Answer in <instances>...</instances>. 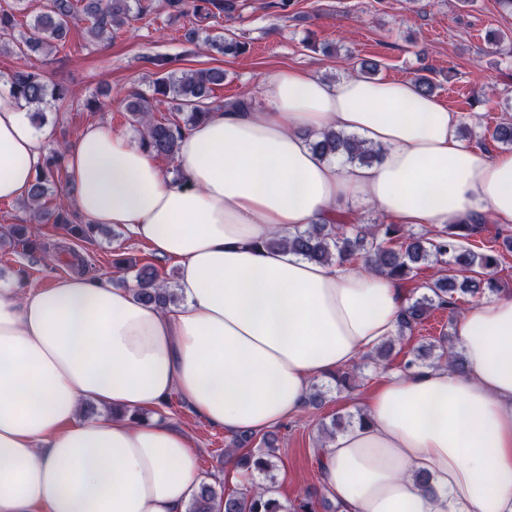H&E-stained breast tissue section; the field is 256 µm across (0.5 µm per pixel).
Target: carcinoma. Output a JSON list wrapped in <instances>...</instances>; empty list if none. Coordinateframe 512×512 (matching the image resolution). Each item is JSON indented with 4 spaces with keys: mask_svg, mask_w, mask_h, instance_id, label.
<instances>
[{
    "mask_svg": "<svg viewBox=\"0 0 512 512\" xmlns=\"http://www.w3.org/2000/svg\"><path fill=\"white\" fill-rule=\"evenodd\" d=\"M153 0H45L41 10L28 24L29 33L16 34L19 21L15 9L0 8V51L51 50L54 42L66 37L71 26L82 21L86 36L95 42L112 39V31L129 21L149 16ZM166 8L178 16L192 13L196 26L185 33L188 42L208 51L237 56L247 45L236 39H226L210 29V20L231 16L240 8L239 0H166ZM10 88L23 98L33 112L39 113L49 101L71 102L72 93L65 87L51 86L44 77L25 68L12 71L7 76ZM224 69L212 67L196 70H168L158 74L153 81V99L131 90L123 98L124 112L129 122L141 133L140 144L158 160L172 162L177 157L183 134L190 127L206 120L212 113L225 109L249 112L252 102L239 99L227 104L215 95L224 86ZM172 100V111L157 117L153 102ZM494 142L512 146V123L497 124L490 136ZM486 136H477L475 146L485 147ZM314 153L325 159L343 158L350 163L371 164L381 155V149L367 144L355 135L334 128L308 135ZM62 154L54 151L45 158L44 166L24 202L31 220L52 224L63 234L80 241L92 242L98 225L82 224L59 208L51 209L46 198L59 176ZM269 249H287L310 261L322 264L351 263L364 260L378 273L403 282L414 277L416 270L428 263L435 265L427 291L408 299L398 318V337H403L422 324L435 309L452 310L457 296L472 297L497 289L494 271L501 252L512 251V235L487 223L486 218L475 216L467 222L447 224L437 230L413 233L403 224L352 223L348 216H339L334 224H309L288 236L272 235L265 242ZM0 248L26 255L36 251V241L31 238L24 224H10L0 230ZM120 270H134L133 288L137 299L159 306L180 300L175 289L160 279L157 268L149 263L138 265L128 258L115 259ZM432 357L431 365L446 362L459 373L465 371L461 354L453 351L451 337L442 335L423 346L420 355L404 362L402 369L409 373L420 367L419 360ZM356 380V367L343 369L334 375L336 390H350ZM252 440L246 434L241 440L243 448L234 457L235 467L250 471L255 468L270 473L276 457V437L266 433L263 447L254 450L244 447ZM336 512L328 501L316 502L309 497L296 500L292 512ZM187 512H283L276 498L269 497L264 489H245L233 493H219L209 484H201L187 507Z\"/></svg>",
    "mask_w": 512,
    "mask_h": 512,
    "instance_id": "carcinoma-1",
    "label": "carcinoma"
}]
</instances>
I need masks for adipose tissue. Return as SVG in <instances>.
Segmentation results:
<instances>
[{
    "label": "adipose tissue",
    "instance_id": "adipose-tissue-1",
    "mask_svg": "<svg viewBox=\"0 0 512 512\" xmlns=\"http://www.w3.org/2000/svg\"><path fill=\"white\" fill-rule=\"evenodd\" d=\"M262 86L261 111L187 131L173 174L107 124L70 143L79 212L177 264L182 299L148 305L78 276L0 287V512H186L203 481L188 438L130 414L177 392L227 432L267 429L300 409L310 381L395 335L400 282L266 249L272 233L361 204L410 226L512 224V153L461 142L459 115L413 81L288 67ZM329 127L382 148L381 161L318 157L306 135ZM48 136L0 86V201L29 196ZM454 335L466 374H389L365 402L368 424L319 450L339 512H512V299L457 315Z\"/></svg>",
    "mask_w": 512,
    "mask_h": 512
}]
</instances>
